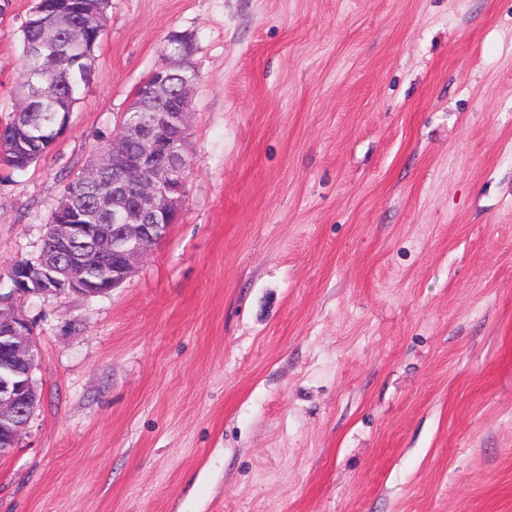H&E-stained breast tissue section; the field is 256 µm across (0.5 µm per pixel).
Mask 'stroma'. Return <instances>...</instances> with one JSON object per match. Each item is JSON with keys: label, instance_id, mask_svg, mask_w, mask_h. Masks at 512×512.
Returning <instances> with one entry per match:
<instances>
[{"label": "stroma", "instance_id": "1", "mask_svg": "<svg viewBox=\"0 0 512 512\" xmlns=\"http://www.w3.org/2000/svg\"><path fill=\"white\" fill-rule=\"evenodd\" d=\"M173 34L182 216L108 294L18 300L0 512H512V0H110L68 129L0 169L1 288ZM10 281V292L0 290V315L4 306L9 307L8 320L1 324L0 319V364L4 356L11 362V375L5 378L0 375V457L17 448L20 434L30 421L36 403L32 379L36 355L30 336L33 327L16 306V300L37 290L14 288Z\"/></svg>", "mask_w": 512, "mask_h": 512}]
</instances>
